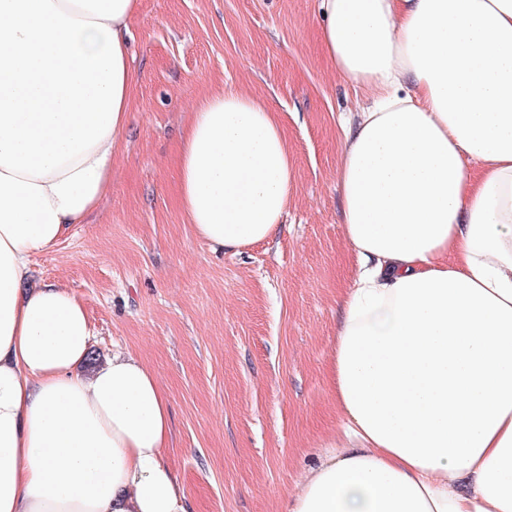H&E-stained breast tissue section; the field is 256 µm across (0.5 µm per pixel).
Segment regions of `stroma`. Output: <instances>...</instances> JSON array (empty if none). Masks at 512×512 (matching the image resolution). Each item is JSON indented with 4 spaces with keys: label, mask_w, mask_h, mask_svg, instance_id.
<instances>
[{
    "label": "stroma",
    "mask_w": 512,
    "mask_h": 512,
    "mask_svg": "<svg viewBox=\"0 0 512 512\" xmlns=\"http://www.w3.org/2000/svg\"><path fill=\"white\" fill-rule=\"evenodd\" d=\"M320 0H139L130 127L100 210L30 259L83 304L100 358L129 354L170 401L166 461L191 512H286L340 433L329 353L357 265L336 187L341 120L369 90L329 67ZM278 112L296 178L274 239L214 251L182 213L177 161L212 87Z\"/></svg>",
    "instance_id": "1"
}]
</instances>
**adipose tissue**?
Returning <instances> with one entry per match:
<instances>
[{
	"label": "adipose tissue",
	"mask_w": 512,
	"mask_h": 512,
	"mask_svg": "<svg viewBox=\"0 0 512 512\" xmlns=\"http://www.w3.org/2000/svg\"><path fill=\"white\" fill-rule=\"evenodd\" d=\"M138 0H0V512H189L170 405L33 254L112 181ZM337 76L370 89L337 170L358 266L330 353L342 439L288 512H512V0H322ZM187 223L274 236L294 162L276 112L219 88L178 156Z\"/></svg>",
	"instance_id": "adipose-tissue-1"
}]
</instances>
